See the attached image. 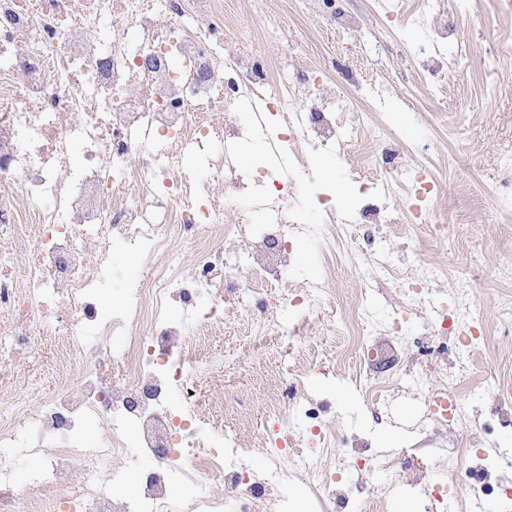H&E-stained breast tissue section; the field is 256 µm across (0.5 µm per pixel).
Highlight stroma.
<instances>
[{
    "label": "stroma",
    "mask_w": 512,
    "mask_h": 512,
    "mask_svg": "<svg viewBox=\"0 0 512 512\" xmlns=\"http://www.w3.org/2000/svg\"><path fill=\"white\" fill-rule=\"evenodd\" d=\"M233 5L237 16L256 29L287 19V39L263 43L260 51L269 63L293 76L291 110L314 111L324 90L354 96L358 110L381 128V139L370 152L371 167L384 169L387 151L398 148L404 164L422 163L434 171L437 205L423 212L418 223L406 225L404 234L390 235L381 225L374 228L376 246L393 253L403 276L427 264L469 279L481 304L484 339L469 349L461 389L484 385L489 405L512 397V327L503 324L497 310L502 297L512 296V281L496 275L499 265L512 263V204L501 200L512 187V63L495 61L502 45L512 44V0H336L337 13L354 20L351 28L333 27L321 0H233ZM445 23L454 34L444 53H462L468 66L449 64L429 92L423 87L427 67L415 48L435 37ZM363 151L358 142L341 154L305 146L290 158L289 168L298 176L314 171L320 162L335 172L334 181L303 190L306 223L326 221L317 193L335 199L341 220L354 214L366 194L375 192V185L353 176ZM443 221L462 225L463 235L434 233L433 225ZM318 251L315 240L301 237L293 242L294 265L285 286L265 295L263 315L275 322L290 320L284 297L300 292L317 276ZM328 286L326 312L310 319L301 348L308 356L325 354L332 363L328 376L312 377L311 382L336 404L337 437L359 440L366 456L382 451L399 456L395 488L381 499L378 512H395L396 502L405 499L413 512H427L412 485L419 469L448 488V498L437 512H465L458 477L448 469L449 459L464 453L465 431H417L426 392L411 381L414 372L456 366L459 338L423 329L430 309L416 308L392 352L399 376L393 421L374 424L357 378L361 348L345 332L363 291L371 292L373 308L385 315L401 302L402 290L380 282L375 270L346 265ZM239 318L237 310L226 309L223 333L211 336L205 347L224 357V411L218 420L224 429L253 443L249 465L261 472L268 461L255 442L269 416L267 391L249 371L257 359V340L238 335Z\"/></svg>",
    "instance_id": "obj_1"
}]
</instances>
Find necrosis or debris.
<instances>
[{"label": "necrosis or debris", "instance_id": "necrosis-or-debris-1", "mask_svg": "<svg viewBox=\"0 0 512 512\" xmlns=\"http://www.w3.org/2000/svg\"><path fill=\"white\" fill-rule=\"evenodd\" d=\"M284 23L255 31L229 16L225 0H0V391L33 378L42 364L32 354L36 337H50L51 370L59 381L28 414V397L0 412V512H170L169 491L199 476L241 488L238 512H264L269 493L292 475L283 465L301 442L317 505L335 499L321 457L337 452L364 474H391L396 461L360 457L355 446L337 448L327 427L334 404L310 394L273 397L270 423L260 434L269 466L245 464L250 448L234 433L201 419L192 390L218 376L201 340L224 330V300L264 294L281 283L296 238L348 241L349 222L301 220L298 181L285 178L274 204L262 179L247 176L229 149L245 129L237 110L259 100L262 112L283 123L269 154L284 162L302 144L346 151L365 133H336V119L354 113L348 98L326 102L311 123L288 109V87L254 54L257 39L276 41ZM84 146L80 163L70 161ZM207 171L187 173L190 155ZM264 211L257 235L262 262L242 266L234 242L242 224L224 221V208ZM195 263L185 270L183 253ZM138 260L139 275L124 280L115 254ZM447 270L419 266L403 304L387 324L368 306L357 315L364 352L383 329H398L412 306L430 297ZM125 281L120 304L105 298ZM324 277L291 296L300 316L327 302ZM298 320L280 326L255 314L250 333L264 349H293ZM124 337L112 350V337ZM432 390L429 426H470L476 453L452 458L449 470L466 474L471 503L512 512V491L493 487L491 471L512 469V448L481 453L496 439L493 420L474 422L457 375L440 370ZM108 435L86 438L89 421ZM42 451L40 469L25 485L15 481L17 459ZM127 466L108 471L113 456ZM153 460L141 468L139 460Z\"/></svg>", "mask_w": 512, "mask_h": 512}]
</instances>
